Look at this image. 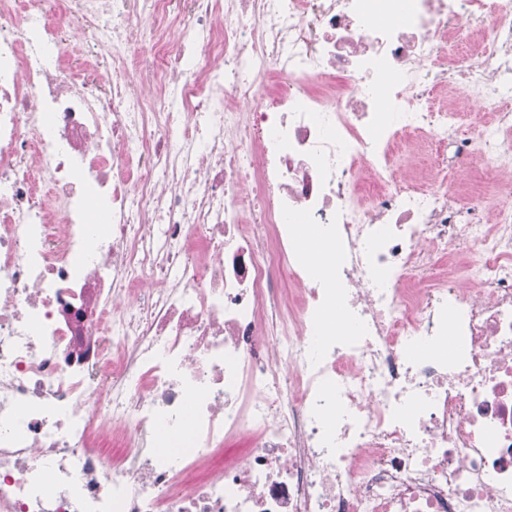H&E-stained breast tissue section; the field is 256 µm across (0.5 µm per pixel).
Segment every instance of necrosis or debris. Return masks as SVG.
Wrapping results in <instances>:
<instances>
[{
    "label": "necrosis or debris",
    "instance_id": "obj_1",
    "mask_svg": "<svg viewBox=\"0 0 512 512\" xmlns=\"http://www.w3.org/2000/svg\"><path fill=\"white\" fill-rule=\"evenodd\" d=\"M0 512H512V0H0Z\"/></svg>",
    "mask_w": 512,
    "mask_h": 512
}]
</instances>
